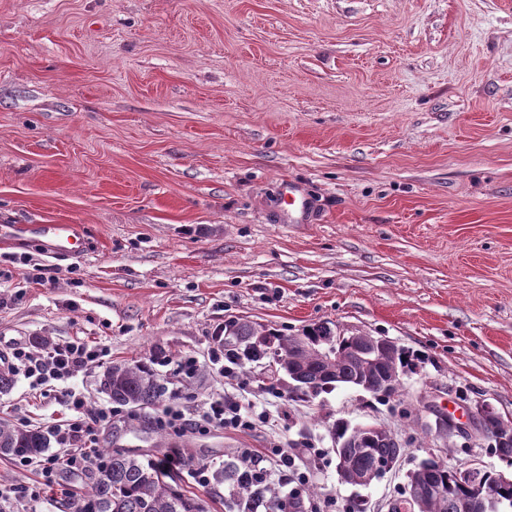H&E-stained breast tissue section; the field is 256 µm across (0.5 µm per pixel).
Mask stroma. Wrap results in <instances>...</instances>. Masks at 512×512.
Listing matches in <instances>:
<instances>
[{
    "mask_svg": "<svg viewBox=\"0 0 512 512\" xmlns=\"http://www.w3.org/2000/svg\"><path fill=\"white\" fill-rule=\"evenodd\" d=\"M45 224L80 225L79 254L53 253ZM231 317L424 355L412 417L351 387L302 400L268 362L221 373ZM39 336L103 350L68 382L88 409L110 406L112 364L157 350L186 417L221 394L265 414L177 431L121 407L101 429L102 448L193 453L168 474L207 512L224 491L199 466L277 447L319 490L308 510L388 512L428 456L427 402L512 418V0H0V361ZM66 413L20 377L0 394L20 426ZM339 418L403 441L395 472L342 483ZM91 482L58 470L27 510L69 512Z\"/></svg>",
    "mask_w": 512,
    "mask_h": 512,
    "instance_id": "1",
    "label": "stroma"
}]
</instances>
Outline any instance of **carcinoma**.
Returning a JSON list of instances; mask_svg holds the SVG:
<instances>
[{
    "label": "carcinoma",
    "mask_w": 512,
    "mask_h": 512,
    "mask_svg": "<svg viewBox=\"0 0 512 512\" xmlns=\"http://www.w3.org/2000/svg\"><path fill=\"white\" fill-rule=\"evenodd\" d=\"M333 335L330 327L316 324L300 336L274 333L265 326L240 319L224 321L220 344L224 356L241 369H250L265 359L273 360L288 379L301 385L303 397H315L337 386H364L377 397L389 399L400 393L403 376L414 371L410 352L400 346L389 353L371 351V336H346L334 349L322 355L318 343ZM103 389L112 402L131 411L154 410L164 401L166 387L146 363L115 364L103 374ZM503 423L486 426L485 439L491 454L512 464V442L498 439ZM49 433L23 429L6 417H0V456L34 458L50 448ZM402 442L391 432L377 434L368 441L347 440L335 449L336 468L341 480L358 485L366 473L397 462ZM105 460L97 465L90 490L74 503V512H205L203 504L186 496L168 480L163 462L141 460L123 451L105 448ZM454 467L429 466L421 460L411 483L398 487L389 512H463L462 504L471 503L468 512H485L480 490L459 483ZM216 486H224L229 499L224 506L246 512L248 502L260 500L266 512H279L283 495L266 482L249 480L242 465L229 461L214 471ZM426 490L417 498L412 485Z\"/></svg>",
    "instance_id": "carcinoma-1"
}]
</instances>
